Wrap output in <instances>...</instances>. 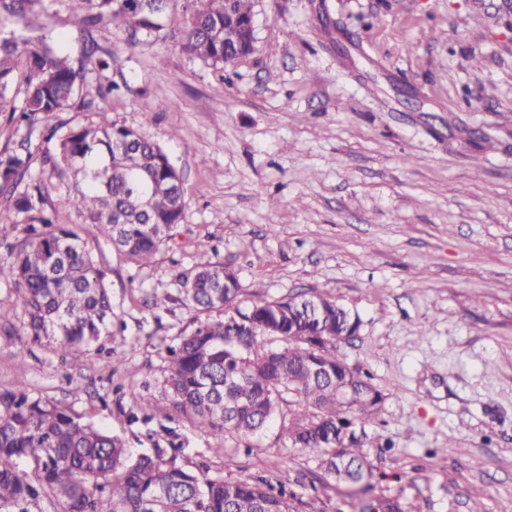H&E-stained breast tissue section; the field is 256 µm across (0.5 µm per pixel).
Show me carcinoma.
<instances>
[{
  "instance_id": "obj_1",
  "label": "carcinoma",
  "mask_w": 512,
  "mask_h": 512,
  "mask_svg": "<svg viewBox=\"0 0 512 512\" xmlns=\"http://www.w3.org/2000/svg\"><path fill=\"white\" fill-rule=\"evenodd\" d=\"M182 2L181 17L173 16ZM53 0H0V112L25 135L0 149V239L24 217L7 245L0 279L12 285L26 315L21 328L0 324V343L54 337L65 353L85 356L112 327L108 272L98 267L75 224L46 208L54 175L70 178L69 205L126 261L149 263L183 222L181 174L160 144L138 128L72 124L64 112H94L121 90L90 83L110 71L115 53L95 32L110 25L135 44L154 38L220 69L253 51L252 0H70L80 50L71 55L45 19ZM57 144L42 155L47 177L31 174L33 139ZM179 301L196 313L232 308L236 318L199 323L167 349L165 395L178 415L221 440H246L277 421L293 448L311 452L324 478L349 489L358 512H406L395 498H362L386 475L364 453L366 425L384 402L372 378L336 356L355 336L357 315L316 292L242 305L234 271L221 264L178 276ZM314 325L297 321L307 303ZM19 363L17 381L0 390V512H302L284 485L226 481L186 468L157 448L134 455L123 441L65 402L33 395Z\"/></svg>"
}]
</instances>
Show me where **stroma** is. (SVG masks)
Masks as SVG:
<instances>
[{
	"mask_svg": "<svg viewBox=\"0 0 512 512\" xmlns=\"http://www.w3.org/2000/svg\"><path fill=\"white\" fill-rule=\"evenodd\" d=\"M253 13L254 52L221 70L99 32L129 90L66 118L146 130L182 173L186 217L139 266L80 224L54 179L47 204L108 268L125 329L91 374L49 338L2 345L0 388L26 362L32 394L133 452L173 449L210 476L283 482L306 512H351L346 487L310 488L316 460L277 426L245 447L172 412L166 349L198 323L171 303L176 279L222 263L246 298L313 290L359 316L336 353L385 395L367 427L376 494L407 512H512V10L253 0Z\"/></svg>",
	"mask_w": 512,
	"mask_h": 512,
	"instance_id": "stroma-1",
	"label": "stroma"
}]
</instances>
